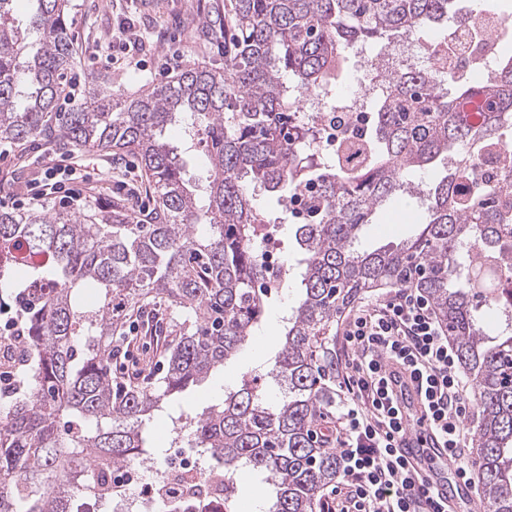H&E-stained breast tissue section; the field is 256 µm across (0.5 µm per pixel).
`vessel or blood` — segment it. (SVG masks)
<instances>
[{
  "label": "vessel or blood",
  "instance_id": "vessel-or-blood-1",
  "mask_svg": "<svg viewBox=\"0 0 512 512\" xmlns=\"http://www.w3.org/2000/svg\"><path fill=\"white\" fill-rule=\"evenodd\" d=\"M384 371L391 380L399 413L407 425L397 445L408 466L423 480L426 489L434 491L440 512H480L481 506L469 487L448 480L457 464L425 429L426 401L416 381L406 369L390 361L385 362Z\"/></svg>",
  "mask_w": 512,
  "mask_h": 512
}]
</instances>
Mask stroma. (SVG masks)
<instances>
[{"mask_svg":"<svg viewBox=\"0 0 512 512\" xmlns=\"http://www.w3.org/2000/svg\"><path fill=\"white\" fill-rule=\"evenodd\" d=\"M225 0H72L66 15L74 38L77 87L97 81L115 96L137 95L171 80L178 68L204 63L224 64ZM70 156L78 173L49 176V158ZM0 179L15 187L14 195L0 198L9 208L58 210L80 207L85 214L108 209L127 200L140 223L153 210L140 171L126 154L99 155L83 149L65 150L43 137L18 147L0 142ZM59 181L60 192L34 200L24 187ZM416 200L399 198L379 211L362 240L367 248L400 242L417 231L409 215ZM300 298V279L289 272L285 288L272 291L261 324L239 353L214 370L181 398V407L199 412L219 403L245 374L266 368L281 347L283 320Z\"/></svg>","mask_w":512,"mask_h":512,"instance_id":"obj_1","label":"stroma"}]
</instances>
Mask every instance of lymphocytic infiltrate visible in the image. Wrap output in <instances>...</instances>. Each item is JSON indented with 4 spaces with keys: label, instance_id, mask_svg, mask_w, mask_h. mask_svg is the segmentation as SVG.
Listing matches in <instances>:
<instances>
[{
    "label": "lymphocytic infiltrate",
    "instance_id": "f902f5d3",
    "mask_svg": "<svg viewBox=\"0 0 512 512\" xmlns=\"http://www.w3.org/2000/svg\"><path fill=\"white\" fill-rule=\"evenodd\" d=\"M342 336L346 358L336 372L342 403L336 455L345 495L335 512H431V496L415 487L395 445L406 425L389 402L383 357L418 376L428 399V428L458 458L459 477L474 483V469L463 456L475 400L429 298L400 284L351 310Z\"/></svg>",
    "mask_w": 512,
    "mask_h": 512
}]
</instances>
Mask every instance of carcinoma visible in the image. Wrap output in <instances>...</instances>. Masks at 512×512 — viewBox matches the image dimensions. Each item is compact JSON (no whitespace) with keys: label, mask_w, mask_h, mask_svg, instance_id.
<instances>
[{"label":"carcinoma","mask_w":512,"mask_h":512,"mask_svg":"<svg viewBox=\"0 0 512 512\" xmlns=\"http://www.w3.org/2000/svg\"><path fill=\"white\" fill-rule=\"evenodd\" d=\"M0 0V141L43 136L67 147L135 155L155 196L152 223L129 208L81 212L0 207V301L26 295V346L0 341V376L18 392L0 404V512H72L95 495L85 471L155 456L147 424L242 348L264 316L265 269L252 204L305 192L310 220L294 225L302 299L267 372L269 402L243 381L194 416V448L247 468L273 488L266 512H315L336 481V453L312 426L335 402L329 332L359 292L410 278L448 326L478 396L474 448L489 512H512V323L489 334L482 303L512 312V60L472 84L452 72L400 70L373 101L362 142L333 158L311 150L316 132L292 99L328 93L346 53L448 25L454 0H230L224 67L189 64L133 98L91 82L66 112L75 67L70 0H30L29 23ZM185 121L206 143L200 179L185 178L167 126ZM445 161L422 187L410 179ZM420 200L418 232L359 248L387 202ZM170 308L164 369L145 387L118 389L109 365L117 328L150 298Z\"/></svg>","instance_id":"carcinoma-1"}]
</instances>
